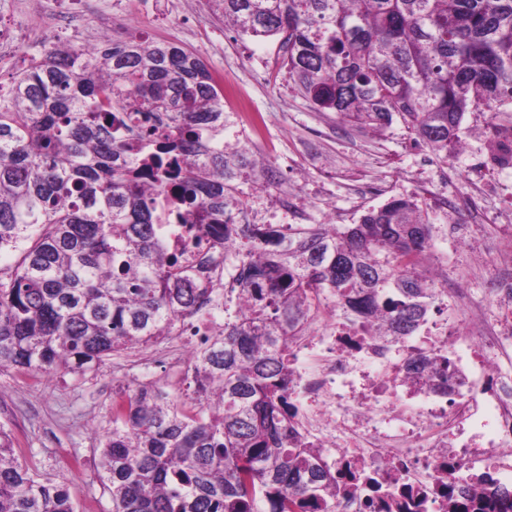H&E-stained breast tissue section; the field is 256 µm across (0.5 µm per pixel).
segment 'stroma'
<instances>
[{
	"mask_svg": "<svg viewBox=\"0 0 512 512\" xmlns=\"http://www.w3.org/2000/svg\"><path fill=\"white\" fill-rule=\"evenodd\" d=\"M36 12L0 0V85L29 68L50 47H79L97 40L102 27L125 21L128 33L178 44L201 56L225 86V110L261 124L250 159L272 168L280 186L299 196V221L320 224L334 210L340 224L356 223L365 211L400 196L408 178L437 179L442 157L415 142L400 121L375 130L321 112L281 69L282 52L273 39L243 36L225 22L216 0H37ZM512 122V109L466 113L462 136L469 152L454 155L453 186L463 189L478 157L490 150L489 130ZM495 182L492 216L458 224L455 213H430L432 246L446 269L448 285L480 301L488 286L485 253L512 269V164L501 166ZM466 235L468 248L456 239ZM144 347L123 350L96 370H65L50 376L0 370V423L10 429L16 455L42 478L63 485L77 512H109L97 448L112 429V409L140 372L185 393L183 371L166 361L142 369Z\"/></svg>",
	"mask_w": 512,
	"mask_h": 512,
	"instance_id": "stroma-1",
	"label": "stroma"
}]
</instances>
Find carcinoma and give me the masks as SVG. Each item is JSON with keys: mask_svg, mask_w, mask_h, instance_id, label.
I'll list each match as a JSON object with an SVG mask.
<instances>
[{"mask_svg": "<svg viewBox=\"0 0 512 512\" xmlns=\"http://www.w3.org/2000/svg\"><path fill=\"white\" fill-rule=\"evenodd\" d=\"M243 35L275 37L320 111L373 129L398 117L436 154L464 115L512 101V0H216ZM224 92L203 59L166 41L48 52L0 92V367L50 375L172 335L230 269L251 302L204 339L193 389L132 390L101 449L111 512H317L333 479L288 440V334L324 297L405 335L439 289L419 271L428 213L394 197L349 225L240 234L224 213L256 173L224 144ZM208 248L166 253L155 202ZM0 512H75L66 488L22 463L0 428ZM448 512H512V495L448 496Z\"/></svg>", "mask_w": 512, "mask_h": 512, "instance_id": "cac0c4a2", "label": "carcinoma"}]
</instances>
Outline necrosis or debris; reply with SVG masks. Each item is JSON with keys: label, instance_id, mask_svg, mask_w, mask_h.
Here are the masks:
<instances>
[{"label": "necrosis or debris", "instance_id": "obj_1", "mask_svg": "<svg viewBox=\"0 0 512 512\" xmlns=\"http://www.w3.org/2000/svg\"><path fill=\"white\" fill-rule=\"evenodd\" d=\"M497 167L481 160L455 198L420 177L410 193L471 216ZM436 313L390 336L332 303L289 337L290 434L320 449L331 476L356 478L354 490L328 495L327 512H447L452 487L512 492V374L498 364L512 310H480L454 288Z\"/></svg>", "mask_w": 512, "mask_h": 512}]
</instances>
